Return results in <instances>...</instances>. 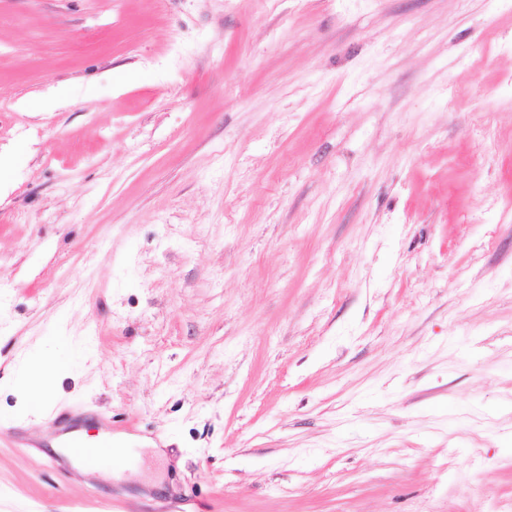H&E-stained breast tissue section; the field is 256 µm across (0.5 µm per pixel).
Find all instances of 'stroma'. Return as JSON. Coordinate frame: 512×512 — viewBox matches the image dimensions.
I'll return each mask as SVG.
<instances>
[{"label": "stroma", "mask_w": 512, "mask_h": 512, "mask_svg": "<svg viewBox=\"0 0 512 512\" xmlns=\"http://www.w3.org/2000/svg\"><path fill=\"white\" fill-rule=\"evenodd\" d=\"M0 157V512H512V0H0Z\"/></svg>", "instance_id": "stroma-1"}]
</instances>
